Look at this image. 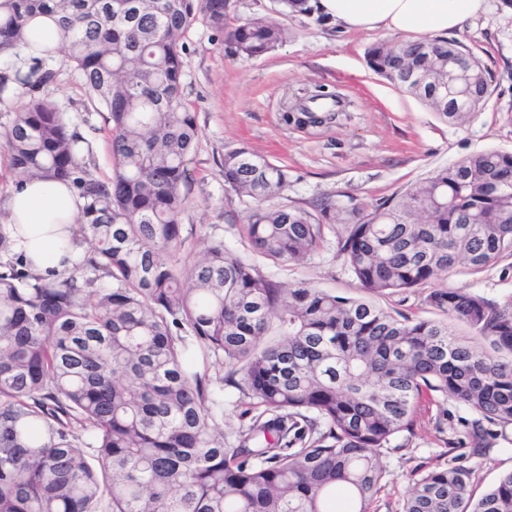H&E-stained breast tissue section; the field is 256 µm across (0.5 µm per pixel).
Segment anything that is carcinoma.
<instances>
[{"instance_id": "obj_1", "label": "carcinoma", "mask_w": 512, "mask_h": 512, "mask_svg": "<svg viewBox=\"0 0 512 512\" xmlns=\"http://www.w3.org/2000/svg\"><path fill=\"white\" fill-rule=\"evenodd\" d=\"M8 2L0 60L24 48L35 56L0 75L27 95L0 136L15 169L78 190L74 232L92 257L87 277H35L20 260L0 269V512H370L384 451L412 433L422 403L471 412L468 456L512 441V306L443 286L459 264L479 274L512 255V153L461 158L373 207L326 194L308 211L282 202L288 168L245 146L224 152V186L252 202L254 252L299 262L328 229L361 288L425 289L439 319L395 316L310 283L285 288L222 241L184 269L182 188L199 131L184 98L182 38L202 20L231 55L258 58L288 29L261 18L230 25V0ZM276 3L282 15L326 21L311 0ZM36 16L59 25L92 102L109 113L106 181L80 166L81 136L47 99L53 50L28 28ZM459 50L425 39L366 57L378 77L458 123L487 104L485 65H460L470 91L459 102L405 76L429 71L446 85L444 61ZM340 111L336 94L318 90L284 121L319 127ZM210 354L226 377L196 371V356ZM226 382L251 415L230 447ZM472 476L462 464L422 470L402 512H512V472L477 498Z\"/></svg>"}]
</instances>
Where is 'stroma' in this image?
Listing matches in <instances>:
<instances>
[{
	"instance_id": "35a3bbf8",
	"label": "stroma",
	"mask_w": 512,
	"mask_h": 512,
	"mask_svg": "<svg viewBox=\"0 0 512 512\" xmlns=\"http://www.w3.org/2000/svg\"><path fill=\"white\" fill-rule=\"evenodd\" d=\"M238 17L263 18L288 29L282 45L264 57L227 54L222 37L197 23L184 40L185 95L196 114L200 138L188 165L186 203L180 215L183 240L179 259L191 266L208 241L250 258L262 274L281 285L308 282L344 297L359 288L336 257V239L296 263H273L252 254L243 237L249 200L224 186L220 162L227 149L247 146L293 175L288 202L305 207L322 194L355 195L371 205L404 192L434 169L484 151L512 153V7L486 0V9L454 34L490 71V96L483 112L463 125L448 124L419 99L375 76L366 65L368 47L401 42V35L371 30L346 32L333 23L287 18L272 0H236ZM56 81L49 90L71 127L83 136L80 165L94 178L111 175L109 114L89 101V92L65 54L55 57ZM340 93L344 112L320 128L285 125L281 114L297 95L316 86ZM452 287L512 305V256L482 273L456 266ZM469 412L453 402L418 411L411 434L398 438L383 457L386 473L371 512H401L417 470L451 464L467 439ZM474 471L471 490L481 495L512 472V453L491 451L467 461Z\"/></svg>"
}]
</instances>
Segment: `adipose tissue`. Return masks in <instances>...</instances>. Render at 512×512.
I'll return each mask as SVG.
<instances>
[{"label":"adipose tissue","instance_id":"obj_1","mask_svg":"<svg viewBox=\"0 0 512 512\" xmlns=\"http://www.w3.org/2000/svg\"><path fill=\"white\" fill-rule=\"evenodd\" d=\"M485 0H317L320 13L347 31L384 29L412 40L443 36L481 13ZM83 206L68 184L37 178L20 180L6 202L0 230L11 242L12 256L22 257L29 272L51 275L84 266L85 244L73 228Z\"/></svg>","mask_w":512,"mask_h":512}]
</instances>
